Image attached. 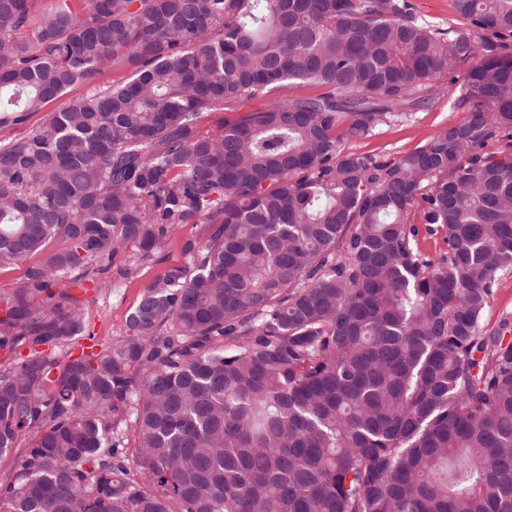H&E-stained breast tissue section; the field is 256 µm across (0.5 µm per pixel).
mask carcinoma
I'll return each instance as SVG.
<instances>
[{
  "mask_svg": "<svg viewBox=\"0 0 512 512\" xmlns=\"http://www.w3.org/2000/svg\"><path fill=\"white\" fill-rule=\"evenodd\" d=\"M452 8L0 0V126L86 89L0 145V269L45 253L0 293V512H512V318L483 321L512 272V0ZM464 65L459 121L342 151ZM295 83L322 92L200 130ZM185 224L130 334L71 355L70 289ZM413 2L419 15L443 28L462 25L461 20L452 11L451 0H413ZM410 222L415 223L419 228L418 247L422 253L435 256L445 249V244L441 237L430 236L424 232V226L420 224L421 218L418 210L412 213Z\"/></svg>",
  "mask_w": 512,
  "mask_h": 512,
  "instance_id": "1",
  "label": "carcinoma"
}]
</instances>
